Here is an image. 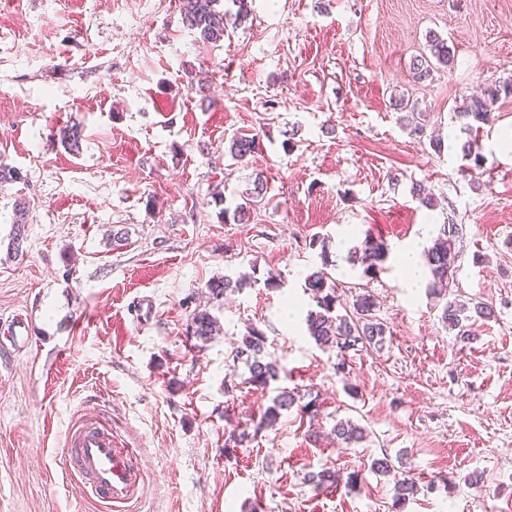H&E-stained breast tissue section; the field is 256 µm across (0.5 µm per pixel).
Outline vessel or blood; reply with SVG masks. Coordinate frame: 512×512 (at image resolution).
<instances>
[{
	"label": "vessel or blood",
	"mask_w": 512,
	"mask_h": 512,
	"mask_svg": "<svg viewBox=\"0 0 512 512\" xmlns=\"http://www.w3.org/2000/svg\"><path fill=\"white\" fill-rule=\"evenodd\" d=\"M29 340V328L14 319L7 340L0 344V362L11 360ZM66 464L85 487L106 505L117 508L139 489L141 468L132 449L124 447L98 415H90L74 427L68 438Z\"/></svg>",
	"instance_id": "1"
}]
</instances>
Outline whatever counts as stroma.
Returning a JSON list of instances; mask_svg holds the SVG:
<instances>
[{
  "label": "stroma",
  "mask_w": 512,
  "mask_h": 512,
  "mask_svg": "<svg viewBox=\"0 0 512 512\" xmlns=\"http://www.w3.org/2000/svg\"><path fill=\"white\" fill-rule=\"evenodd\" d=\"M249 3L212 45L183 26L179 0H0V164L21 174L0 186V323L20 314L30 328L28 350L0 364V512H108L63 465L69 429L101 404L142 460L127 512H512V153L492 140L512 127V97L493 104L471 172L451 118L512 79V0ZM431 32L454 67L420 81ZM409 112L442 153L411 135ZM71 126L76 152L61 142ZM256 133L259 151L232 159L230 139ZM259 173L249 221L222 222ZM429 223L461 230L454 297L494 311L472 342L398 272L400 248L431 245ZM368 236L389 250L372 279L351 257ZM321 237L338 312L368 290L388 328L350 352L344 379L304 323ZM251 272L257 284L210 301V283ZM204 307L220 327L206 341L189 333ZM251 325L284 369L278 387L317 397L316 418L294 407L254 433L273 392L229 359ZM348 418L369 433L353 448L332 433ZM234 427L253 437L229 457ZM385 454L420 485L404 505L371 468ZM324 468L359 482L313 491L305 477Z\"/></svg>",
  "instance_id": "obj_1"
}]
</instances>
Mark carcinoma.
Returning a JSON list of instances; mask_svg holds the SVG:
<instances>
[{
	"label": "carcinoma",
	"instance_id": "cac0c4a2",
	"mask_svg": "<svg viewBox=\"0 0 512 512\" xmlns=\"http://www.w3.org/2000/svg\"><path fill=\"white\" fill-rule=\"evenodd\" d=\"M221 0H180V12L183 25L197 34L200 40L218 44L224 41L227 34L229 13L219 8ZM429 54L414 59L412 69L418 80L427 79L433 70L440 67L453 68L454 53L448 46V41L439 35L431 33L428 36ZM512 96V81H505L498 85L489 86L484 96L474 98L461 112L454 113L465 133L476 134L483 126L493 121L490 105L501 96ZM260 149L258 135H237L230 140V154L243 160ZM462 159L469 162L467 169L480 168L484 164V156L476 150L475 140L467 139L460 145ZM266 192V183L261 175H256L252 188L246 193V202L238 204L233 212V220L238 224L246 221L250 215V208L254 203L263 199ZM459 237V228L455 224H442L433 245L424 251L425 269L428 278L427 288L437 297H445L454 281L457 271L458 251L456 239ZM322 267L310 273L304 284V293L309 296L310 304L306 316L309 336L320 346H334L339 357L336 363V373L346 376V352L355 349L358 345H380L385 339L387 327L375 316V299L366 291L356 296L353 310L344 315L336 313L338 297L336 286L328 272L329 251L328 242L321 241ZM388 256L386 245L370 237L365 238L364 245L354 250V259L364 265L366 276H375L379 266ZM254 283L252 277L243 275L233 280L226 278L214 281L209 285L212 298L218 300L224 297L229 290L242 289ZM492 316L491 308L483 302L460 303L456 300L445 302L441 320L448 328L456 331V336L462 340L472 336L466 322L472 318H489ZM192 335L207 340L215 331V321L212 314L206 309L194 311L190 321ZM266 336L262 330L255 326L248 328L234 347L230 356L233 364H244L248 371L246 383L261 389L270 387L271 383L280 377L277 364L265 360ZM299 400V393L285 388L278 390L272 398V405L268 406L254 426V433L267 429L280 418L282 412L294 407ZM334 433L345 447L360 444L366 438V430L350 421L336 423ZM249 438V433L239 432L235 429L229 431L224 439V452L233 453L234 449L243 445ZM373 468L390 475L394 480L395 503L403 504L410 495L418 491V482L404 473L396 471L389 457L378 458L373 461ZM358 475L350 473L348 476L331 470L322 469L307 474L306 481L316 490H323L339 485L341 482L354 484Z\"/></svg>",
	"mask_w": 512,
	"mask_h": 512
}]
</instances>
